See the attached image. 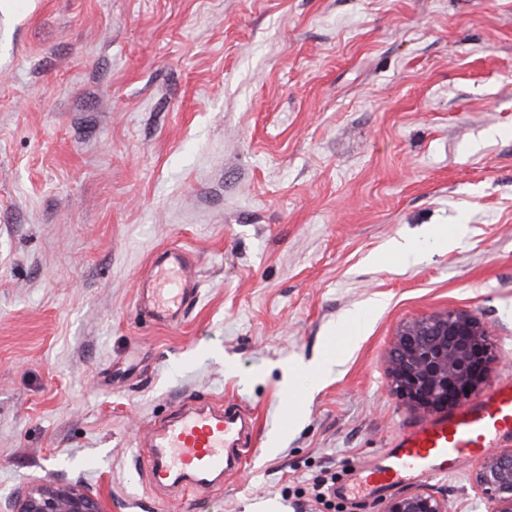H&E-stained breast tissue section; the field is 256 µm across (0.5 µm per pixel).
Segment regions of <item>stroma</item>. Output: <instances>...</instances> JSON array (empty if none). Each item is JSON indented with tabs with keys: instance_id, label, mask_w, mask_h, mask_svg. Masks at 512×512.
I'll return each mask as SVG.
<instances>
[{
	"instance_id": "35a3bbf8",
	"label": "stroma",
	"mask_w": 512,
	"mask_h": 512,
	"mask_svg": "<svg viewBox=\"0 0 512 512\" xmlns=\"http://www.w3.org/2000/svg\"><path fill=\"white\" fill-rule=\"evenodd\" d=\"M170 246L199 294L156 324L138 284ZM449 307L512 376V0H0V512L34 479L108 512H493L477 457L358 477L425 422L388 379L399 325ZM211 397L250 454L162 500L135 449ZM448 504L426 492L398 497L386 502L382 512H447Z\"/></svg>"
}]
</instances>
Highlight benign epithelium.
Here are the masks:
<instances>
[{
	"mask_svg": "<svg viewBox=\"0 0 512 512\" xmlns=\"http://www.w3.org/2000/svg\"><path fill=\"white\" fill-rule=\"evenodd\" d=\"M500 359L497 344L469 310L431 312L402 323L389 352L387 372L404 405L424 414L463 403L484 386ZM494 512H512V448L489 450L474 474ZM14 512H106L101 501L75 485H41L12 496ZM382 512H448L426 492L394 498Z\"/></svg>",
	"mask_w": 512,
	"mask_h": 512,
	"instance_id": "benign-epithelium-1",
	"label": "benign epithelium"
}]
</instances>
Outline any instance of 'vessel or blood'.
Returning <instances> with one entry per match:
<instances>
[{
  "instance_id": "1",
  "label": "vessel or blood",
  "mask_w": 512,
  "mask_h": 512,
  "mask_svg": "<svg viewBox=\"0 0 512 512\" xmlns=\"http://www.w3.org/2000/svg\"><path fill=\"white\" fill-rule=\"evenodd\" d=\"M198 297L197 265L181 247L157 251L139 281L136 306L153 321H178ZM248 422L220 401H203L176 411L156 425L141 463L158 488L185 493L223 488L244 451L239 446ZM512 435V379L495 383L476 401L403 433L363 468L365 483L389 488L407 478L447 473L460 458L479 454Z\"/></svg>"
}]
</instances>
